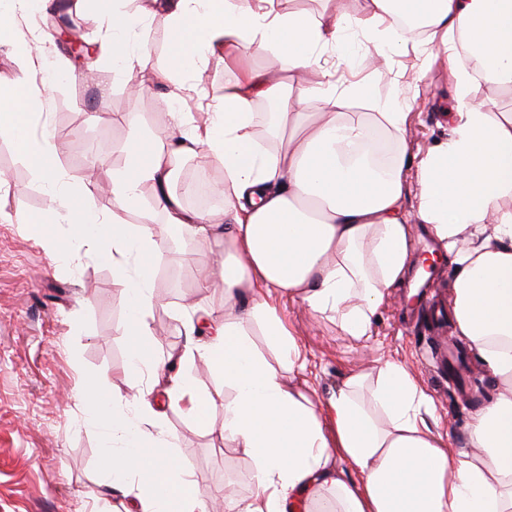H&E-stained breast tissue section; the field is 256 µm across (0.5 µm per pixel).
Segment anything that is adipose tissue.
<instances>
[{
	"instance_id": "1",
	"label": "adipose tissue",
	"mask_w": 512,
	"mask_h": 512,
	"mask_svg": "<svg viewBox=\"0 0 512 512\" xmlns=\"http://www.w3.org/2000/svg\"><path fill=\"white\" fill-rule=\"evenodd\" d=\"M149 2L172 26L171 69L162 79L174 100L198 87L207 56L223 55L236 76L204 121L179 113L163 140L130 123L128 162L112 175V207L127 210L141 186H153L169 224L210 258L214 269L201 285L220 280L232 315L207 344L158 361L147 319L166 245L149 225L107 220L87 201L76 208L75 230L111 263L127 313L130 395L112 398L103 374L83 380L79 391L89 419L113 438L101 455L107 489L136 486L137 512H204L174 452L176 436L150 400L161 392L185 417L206 423L217 403L191 370L203 359L232 393L223 405L224 440L253 463V492L225 493V512H512V112L489 111L474 96L480 82L512 94V0H366L356 15L346 0H322L315 13L282 10L280 0ZM145 14L131 0H112L105 13L118 72L150 61L147 46L128 41ZM361 37L373 43V55H359ZM245 43L263 64L242 63ZM409 49L416 77L440 58L453 80L448 138L416 160L406 140L411 99L390 66ZM361 66L395 84L391 99L376 104L362 79L336 85L335 70ZM308 72L320 81L300 83ZM349 101L366 111H344ZM40 104L27 75L0 85V132L20 141V155L66 205L71 185L56 164L53 137L31 131ZM273 104L279 110L259 132L258 110ZM372 130L396 147L386 166L359 153ZM189 156L223 168L214 186L218 213L188 208L170 192ZM415 221L448 254L456 330L495 384L470 416L465 451L431 429L435 405L402 363L348 375L323 405L283 377L304 362L275 299L300 298L344 334L367 336L385 295L409 271ZM256 324L278 365L256 351L249 333ZM350 466L358 479L348 477Z\"/></svg>"
}]
</instances>
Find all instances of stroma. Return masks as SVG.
I'll return each instance as SVG.
<instances>
[{"instance_id": "1", "label": "stroma", "mask_w": 512, "mask_h": 512, "mask_svg": "<svg viewBox=\"0 0 512 512\" xmlns=\"http://www.w3.org/2000/svg\"><path fill=\"white\" fill-rule=\"evenodd\" d=\"M67 15L70 26L82 29L88 43L99 48L96 79L81 80V68L54 42L49 50L56 77L48 83L42 71L31 70V83L47 101L44 113L57 144V165L74 186L108 183L125 165L128 119L154 133L174 123L168 90L153 81L154 70L171 64V23L159 13L134 31V41L152 50V69L143 75L151 97L141 103L129 97L125 77L113 68L105 50L106 24L93 0H74ZM412 62V55H397L392 68L410 85L407 139L412 152L421 154L448 130L451 79L438 62L422 81H414L408 72ZM0 177L5 180L0 187V512H124L126 497L111 495L104 486V433L88 420L78 400L83 378L92 374L108 375L114 397L129 392L122 286L111 264L77 235L71 212L53 199L4 135ZM93 204L115 221L151 225L155 239L167 233L166 218L151 195L141 194L137 208L119 213L112 210L110 193L96 192ZM50 235L67 248L69 261L52 259L45 245ZM180 249L187 260L174 254L157 266L158 276L172 285L156 288L160 303L148 319L154 354L162 361L186 342L182 309L200 307L211 321L224 320L223 289L204 292L197 286L208 267L206 257L189 254L185 243ZM407 293L402 285L385 296L370 336L362 340L345 336L300 300L280 299V313L299 336L307 360L293 382L323 402L346 376L377 360L404 363L436 405L437 431L453 430L456 448L466 449V423L477 403L464 404L438 365L436 332L426 316L404 309ZM166 425L177 437L175 453L192 473L202 499L219 496L228 484L239 496L251 494L250 458L224 445L223 406L212 409L207 427L175 409L168 410Z\"/></svg>"}]
</instances>
